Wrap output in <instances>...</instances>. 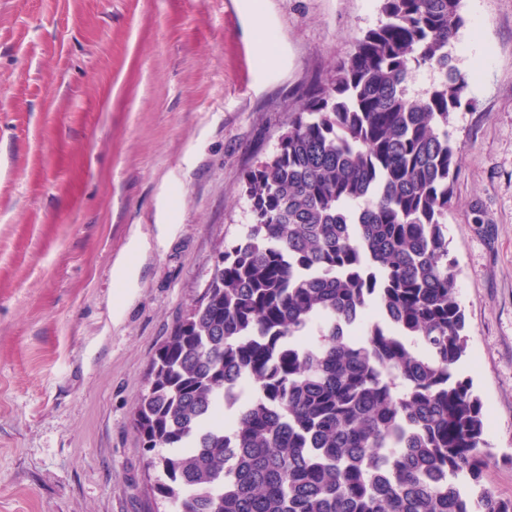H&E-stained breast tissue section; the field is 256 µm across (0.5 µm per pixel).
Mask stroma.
<instances>
[{"instance_id":"1","label":"stroma","mask_w":512,"mask_h":512,"mask_svg":"<svg viewBox=\"0 0 512 512\" xmlns=\"http://www.w3.org/2000/svg\"><path fill=\"white\" fill-rule=\"evenodd\" d=\"M448 214L512 500V0H462ZM379 0H0V512H174L133 426L151 360L250 222L244 175Z\"/></svg>"}]
</instances>
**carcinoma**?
<instances>
[{
  "label": "carcinoma",
  "mask_w": 512,
  "mask_h": 512,
  "mask_svg": "<svg viewBox=\"0 0 512 512\" xmlns=\"http://www.w3.org/2000/svg\"><path fill=\"white\" fill-rule=\"evenodd\" d=\"M379 2L246 172L251 224L152 360L133 424L183 512H512L481 486L486 414L452 372L462 0ZM423 68L444 77L414 93Z\"/></svg>",
  "instance_id": "cac0c4a2"
}]
</instances>
